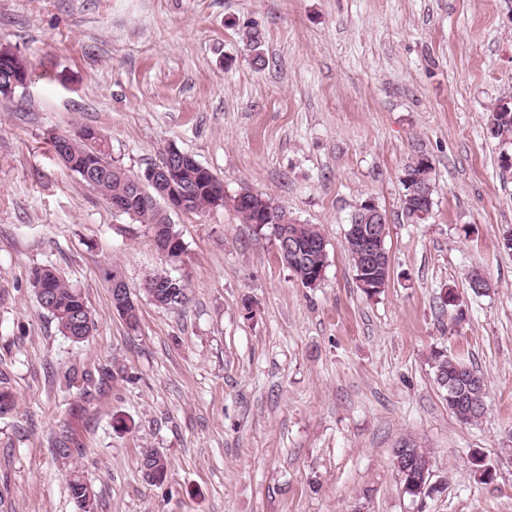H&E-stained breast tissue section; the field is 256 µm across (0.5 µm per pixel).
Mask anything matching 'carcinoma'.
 <instances>
[{
    "instance_id": "cac0c4a2",
    "label": "carcinoma",
    "mask_w": 512,
    "mask_h": 512,
    "mask_svg": "<svg viewBox=\"0 0 512 512\" xmlns=\"http://www.w3.org/2000/svg\"><path fill=\"white\" fill-rule=\"evenodd\" d=\"M243 40L252 55V62L256 65H266L264 55V33L251 27L243 33ZM488 127L495 137L508 138L512 136V123L504 124L499 121L497 113L491 111L488 115ZM61 137L52 138L54 151L71 171L77 173L83 180L91 179L95 182V189L108 200L124 197L130 184L139 180L141 175L131 173L112 162L108 151L96 149L85 141L73 138L64 152H59ZM147 197L127 202L124 214L136 219L142 224H148L152 229L160 226L168 229L171 236L179 238L174 230L170 217L164 215L162 206L152 204L148 195H156L152 188L145 191ZM224 194L223 183L209 170L204 172L203 178L198 181V190L192 198L189 213L196 214L212 208L214 199ZM255 204L237 209L238 214L246 224H253L258 216L260 204H266L270 212L264 216L265 228L272 235L277 231L286 229L297 236L299 242L307 250L290 258L282 257L289 268L304 286L318 276L319 270L326 267L327 254L322 252L324 238L318 228L313 224H297L288 219V212L274 200L262 195H254ZM356 215H351L349 228L346 233V249L352 261L354 276H359L363 264V246L356 235L354 221ZM150 273L144 280V292L151 297L159 294V300L167 303L173 309L184 307L189 301V285L181 280L174 279L169 285H154ZM30 282L34 292L45 288L54 298L53 303L42 305L56 321L60 333L72 342H84L95 328L92 313L86 303L82 292L73 287L69 281L54 268L38 266L30 272ZM431 367L437 385L445 393L450 394V385L457 388V399L448 402V409L463 423H473L482 418L485 413L486 384L478 371L466 363L448 356L442 351L435 350L430 355ZM73 439L68 435H61L54 441V451L57 460L62 465L77 512H96V495L84 479L82 471L78 468L75 455L80 449L72 447ZM394 467L400 477L405 492L413 497H429L437 488L429 485L431 459L429 452L424 448H395L393 449ZM169 470L167 458L155 449H148L142 453L141 471L145 479L151 483H161L164 472Z\"/></svg>"
}]
</instances>
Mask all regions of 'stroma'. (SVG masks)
Listing matches in <instances>:
<instances>
[{"instance_id":"35a3bbf8","label":"stroma","mask_w":512,"mask_h":512,"mask_svg":"<svg viewBox=\"0 0 512 512\" xmlns=\"http://www.w3.org/2000/svg\"><path fill=\"white\" fill-rule=\"evenodd\" d=\"M253 26L260 69L242 39ZM1 44L33 78L0 102V387L14 399L0 512H75L53 448L64 432L98 512H352L362 498L368 512H512V252L499 246L512 144L486 123L512 100V0H0ZM79 126L131 173L172 143L223 182V206L172 213L179 261L55 155L52 136ZM420 153L436 192L413 224L400 178ZM245 191L319 228L316 286L243 223ZM368 200L388 216L391 258L373 297L345 249ZM40 265L83 292L86 342L38 304ZM104 265L138 295L137 330L113 312ZM156 270L188 282L184 308L143 296ZM434 350L484 377L478 422L449 411ZM404 444L431 452L432 496L405 493ZM148 448L169 461L163 484L142 474ZM243 40L251 52L252 62L255 65L265 66L266 58L263 49L265 43L264 33L256 27H250L243 33Z\"/></svg>"}]
</instances>
